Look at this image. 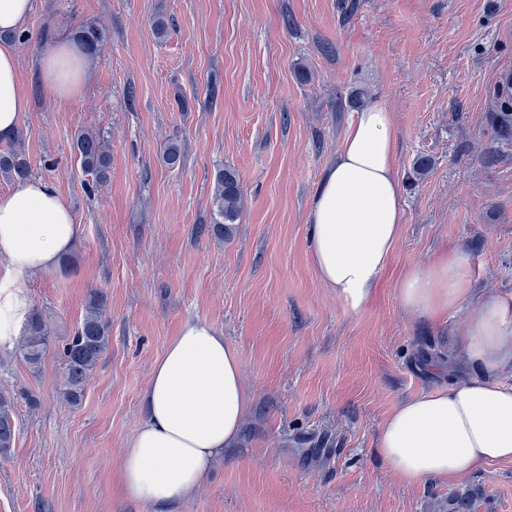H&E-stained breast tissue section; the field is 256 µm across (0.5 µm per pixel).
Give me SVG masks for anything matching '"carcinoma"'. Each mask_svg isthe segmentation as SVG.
Listing matches in <instances>:
<instances>
[{"mask_svg": "<svg viewBox=\"0 0 512 512\" xmlns=\"http://www.w3.org/2000/svg\"><path fill=\"white\" fill-rule=\"evenodd\" d=\"M82 49L94 55L104 46L100 27L88 25L77 34ZM9 149L0 152V174L21 183L31 178V168L24 153L18 148L19 134L9 138ZM74 152L81 168L94 176L95 184L107 181L111 165V144L95 130L83 129L74 141ZM182 149L178 142H170L163 153L164 163L174 168L181 165ZM213 223L201 227L217 236H224L229 225L237 222L243 206V189L237 171L230 167L215 171L213 179ZM107 299L103 292L92 291L86 303V314L73 336L62 348L64 398L75 407L80 405L89 376L107 353L111 341V323L106 317ZM49 346V329L42 313L34 309L23 328L21 351L25 362L39 370ZM15 394L0 391V455L10 452L15 440Z\"/></svg>", "mask_w": 512, "mask_h": 512, "instance_id": "cac0c4a2", "label": "carcinoma"}]
</instances>
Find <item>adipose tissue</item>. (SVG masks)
Returning <instances> with one entry per match:
<instances>
[{
	"label": "adipose tissue",
	"mask_w": 512,
	"mask_h": 512,
	"mask_svg": "<svg viewBox=\"0 0 512 512\" xmlns=\"http://www.w3.org/2000/svg\"><path fill=\"white\" fill-rule=\"evenodd\" d=\"M48 95L65 104L87 70L70 40L41 58ZM28 100L12 44L0 43V136L18 128ZM405 220L389 109L366 106L346 130L308 214L311 259L321 282L352 309L370 302L390 266ZM78 226L57 187L31 179L0 195V256L17 287L0 289V349L12 348L31 301L21 283L54 268ZM399 300L432 319L466 310L463 340L473 374L403 402L380 429L377 453L404 483L454 482L477 465L512 462V302L476 296L467 256L454 251L410 267ZM146 417L128 440L121 482L133 499L165 504L193 494L225 449L235 447L247 406L239 353L212 324L185 321L155 362Z\"/></svg>",
	"instance_id": "obj_1"
}]
</instances>
